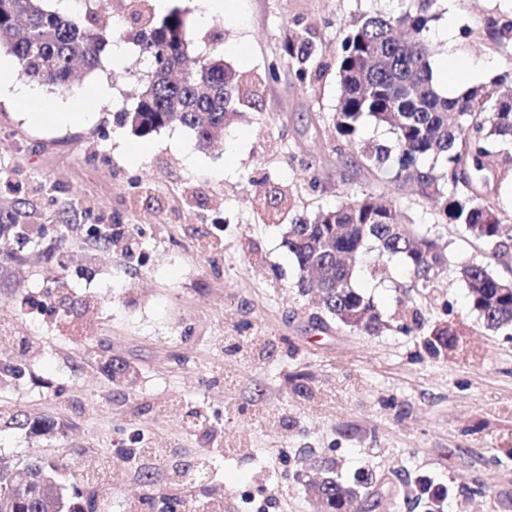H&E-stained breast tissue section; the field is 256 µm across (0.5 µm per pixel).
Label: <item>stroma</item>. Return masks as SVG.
<instances>
[{
  "label": "stroma",
  "mask_w": 512,
  "mask_h": 512,
  "mask_svg": "<svg viewBox=\"0 0 512 512\" xmlns=\"http://www.w3.org/2000/svg\"><path fill=\"white\" fill-rule=\"evenodd\" d=\"M170 4L184 12L191 58L218 54L264 78L222 142L199 147L178 124L143 138L119 124L151 71L128 23L113 38L124 59L106 49L71 89L37 87L93 122L45 121L0 97V210L25 200L53 228L35 242L0 240L13 272L0 282V357L25 358L23 377L0 385V410L19 418L0 425V464L56 465L66 503L91 497L97 512H166L173 468L200 457L208 479L191 512H204L212 491L231 512H313L302 480L326 459L343 477L372 478L377 493L360 512H425L407 506L422 478L446 491V512H512V330H486L455 274L431 293L410 291L398 260L384 280L363 264L355 275L385 328L317 329L318 306L298 292L282 244L292 215L364 190L447 243L450 263L484 262L512 279V260L495 262L491 246L440 224L433 203L373 178L336 138L344 27L403 0H231L204 32L194 0ZM432 10V59L455 51L484 82L512 72V45L487 30L512 19V0H434ZM297 22L314 33L321 65L304 83L281 50ZM446 27L449 44L436 35ZM101 81L110 100L91 93ZM277 185L293 189L292 212L261 219L255 198ZM71 209L75 223H62ZM87 224L141 226V263L89 252ZM409 309L422 326L405 333ZM446 324L464 327L471 352H427L430 330ZM114 360L136 366L132 383L113 380ZM25 416L49 430H30ZM144 448L163 454L145 458ZM105 459L111 470L88 479Z\"/></svg>",
  "instance_id": "35a3bbf8"
}]
</instances>
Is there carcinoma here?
<instances>
[{"label":"carcinoma","instance_id":"obj_1","mask_svg":"<svg viewBox=\"0 0 512 512\" xmlns=\"http://www.w3.org/2000/svg\"><path fill=\"white\" fill-rule=\"evenodd\" d=\"M130 19L141 25L137 38L150 58L153 75L135 90L136 105L121 115L133 134L146 137L172 124L193 131L199 146L224 137V128L245 105L248 80L215 55L187 68L190 36L182 10L157 20L142 18L139 0H127ZM431 0L393 15L359 16L347 27L337 56L341 96L332 120L336 137L355 147L362 165L395 187L412 182L418 194L434 202L441 223L458 225L475 241L495 245L492 256L512 250V217L504 218L485 204L487 172L512 148V74L469 87L460 96H441L434 85L425 38L435 14ZM96 12L63 16L45 0H0V48L17 60L20 74L67 88L75 65L96 70L112 33L97 27ZM283 56L298 81L311 77L316 46L308 28L295 24L283 43ZM390 134L386 144L365 142V121ZM431 161L424 166L425 161ZM446 169L435 173L437 164ZM32 213L25 202L0 211V237L25 238ZM283 246L299 271L297 288L317 290L325 318L350 330L371 332L381 323L373 300L354 284V262L378 251L372 271L383 274V260L400 257L409 273L408 288L424 292L439 286L448 271L446 247L422 236L417 225L402 220L396 204L382 203L361 191L333 209L298 217L286 225ZM468 289L472 310L491 331L512 328V280L496 276L490 265L457 266ZM464 333L437 325L425 340L435 357L467 350ZM23 375L16 361L0 362V384ZM33 483L25 503L0 500V512H56L58 488L47 482L38 463L27 467ZM372 482L344 484L331 467L312 482L311 498L324 512H346L370 496ZM445 492L421 483L417 500L441 502Z\"/></svg>","mask_w":512,"mask_h":512}]
</instances>
